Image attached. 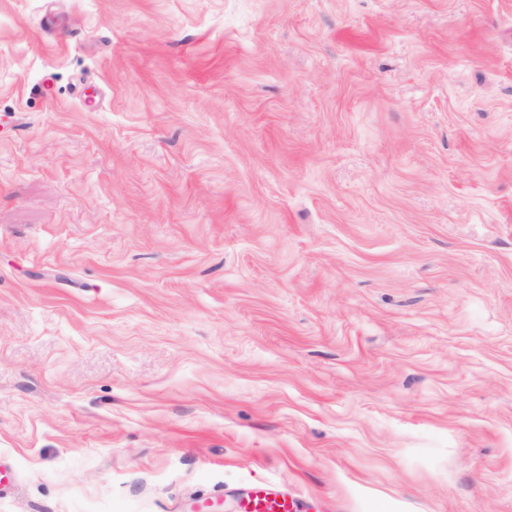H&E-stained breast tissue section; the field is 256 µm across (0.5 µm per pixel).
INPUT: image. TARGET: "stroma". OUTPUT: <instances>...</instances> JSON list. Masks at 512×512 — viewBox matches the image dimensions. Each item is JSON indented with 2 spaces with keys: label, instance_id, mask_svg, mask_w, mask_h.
Returning a JSON list of instances; mask_svg holds the SVG:
<instances>
[{
  "label": "stroma",
  "instance_id": "35a3bbf8",
  "mask_svg": "<svg viewBox=\"0 0 512 512\" xmlns=\"http://www.w3.org/2000/svg\"><path fill=\"white\" fill-rule=\"evenodd\" d=\"M0 512H512V0H0ZM241 512H300L297 499L287 490L255 483L240 501Z\"/></svg>",
  "mask_w": 512,
  "mask_h": 512
}]
</instances>
